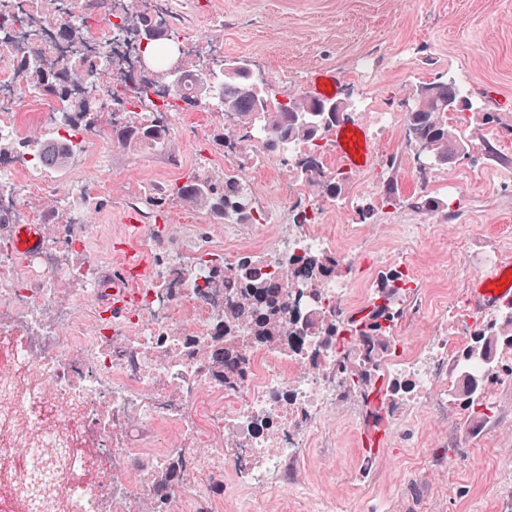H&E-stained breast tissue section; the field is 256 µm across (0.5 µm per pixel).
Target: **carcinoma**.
<instances>
[{
    "label": "carcinoma",
    "mask_w": 512,
    "mask_h": 512,
    "mask_svg": "<svg viewBox=\"0 0 512 512\" xmlns=\"http://www.w3.org/2000/svg\"><path fill=\"white\" fill-rule=\"evenodd\" d=\"M125 24L156 33L147 43V52L153 61L151 73L141 81L163 82L168 79V55L156 54V42L170 40L171 28L161 14L147 16L131 10ZM223 61L215 65L216 100L233 107L237 125L244 127V139L251 134L261 136L264 151L272 158L290 155L295 162L298 178L315 193L334 201L342 193L349 179L348 173L324 166L320 142L338 122L325 112L330 99L313 98L297 93L280 102L263 84L248 79ZM22 93L35 91L42 96L54 93L56 76L41 71L36 59L23 64L20 74ZM264 100L268 111H255V102ZM460 100H469L454 81L431 83L430 96L415 112L405 113L404 131L428 141L430 166L446 165L463 157L469 145L448 125V106ZM180 106L182 110L199 107V101L189 90L174 87L171 99L163 104V111ZM69 128L68 137L50 139L30 138L21 142L0 137V158L25 149L39 158L45 169H59L75 155L78 143L74 137L88 136L101 130V112L85 100H70L64 112ZM112 143L117 147L148 145L161 147L167 140V124L153 119L143 111L140 100H130V108L118 122L108 128ZM171 200L204 209L216 217L235 224H259L253 215V201L249 185L236 175L221 174L205 177L190 174L185 181L157 194L154 206L161 208ZM417 208L434 213L448 207V201L421 195ZM211 278L218 280L224 291L222 320L210 335L211 345L204 349L197 345L188 353H199L202 366L209 374L232 387L244 376L235 336L245 331L253 344L262 350L278 349L293 355L305 352L306 338L322 336L331 343L345 336L354 349L340 357L336 371L347 375L350 391L358 394L370 407L369 419L377 423L381 414L392 405L395 385L386 382L380 370V360L386 357L395 342V329L403 314V301L410 290V278L395 269L386 272L377 281L370 303L353 315H346L339 305L323 308L317 314L298 313L293 309V289H306L316 294L323 286L338 277L352 274L353 266L341 257L326 251L317 253L284 252L274 265L251 256H242L232 268L210 265ZM188 270L173 264L162 287L171 290L184 286ZM512 352V302L502 304L474 325L470 343L457 352L450 366L452 386L449 402L467 411L466 433L474 432L486 423L492 414L489 387L504 377L512 376V365L505 355ZM181 461L174 457L168 466L156 473L157 489H165L180 473Z\"/></svg>",
    "instance_id": "obj_1"
}]
</instances>
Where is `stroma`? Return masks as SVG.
Here are the masks:
<instances>
[{"mask_svg": "<svg viewBox=\"0 0 512 512\" xmlns=\"http://www.w3.org/2000/svg\"><path fill=\"white\" fill-rule=\"evenodd\" d=\"M170 26L207 46L224 40V58L251 64L279 101L307 91L312 73L335 71L337 100L351 104L373 139L374 159L353 172L339 201H317L299 189L293 162L266 157L260 143L242 141L230 150L218 141L223 113L207 107L168 112L164 147H113L109 137L86 138L63 168L39 171L53 194L26 193L22 205L42 214L52 197L68 198L86 212L84 251L71 264H92L98 275L120 269L117 245L128 214L141 226L168 225L179 246H187L192 225L212 234L211 254L224 257V221L173 201L164 210L152 197L182 182L191 172L234 174L259 186L254 207L262 224L240 227L239 255L264 257L287 238L300 211L314 223L350 225L332 245L339 253H368L377 264L356 265L354 298L345 310L365 305L377 278L406 271L413 290L404 302L396 335L416 346L445 336L456 348L469 340V327L437 304L440 296L468 299V276L490 261H512V0H167ZM454 79L498 120L452 122L466 140L470 157L420 169L404 138V117L418 86ZM392 119L379 130L377 113ZM395 158L387 168V158ZM492 175L475 183L473 172ZM396 180L400 200L381 202L382 185ZM444 198L448 208L426 213L414 207L420 194ZM369 219H361L362 209ZM432 230L416 244L413 265H405L408 225ZM490 422L472 434L460 433L467 415L457 406L447 414L397 409L377 454L366 455L361 434L367 422L363 401L350 394L325 420L322 447L298 464L302 491L249 492L225 499L223 512H512V377L490 389Z\"/></svg>", "mask_w": 512, "mask_h": 512, "instance_id": "1", "label": "stroma"}]
</instances>
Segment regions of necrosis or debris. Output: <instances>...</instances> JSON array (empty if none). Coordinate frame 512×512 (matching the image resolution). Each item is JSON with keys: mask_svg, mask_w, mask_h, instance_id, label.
<instances>
[{"mask_svg": "<svg viewBox=\"0 0 512 512\" xmlns=\"http://www.w3.org/2000/svg\"><path fill=\"white\" fill-rule=\"evenodd\" d=\"M164 0H0V12L25 21L24 38L0 45V137L16 133L20 104L19 60L37 57L42 68L81 70L66 96L92 101L105 117L116 102L138 95L139 71L126 55L116 9L146 14ZM85 23L82 39H62L63 26ZM84 212L53 233L31 262L28 277L0 276V512H220L212 491L264 494L287 489L300 455L323 435L329 409L348 390L336 374V349L311 337L320 353L309 365L284 353L246 346L247 367L233 387L214 380L192 356L172 347L207 339L219 319L217 299L196 288L210 267L206 226H197L189 249L169 246L151 230L139 240L156 257L155 278L174 261L191 265L194 284L166 292L139 288L112 313L111 335L86 333L85 315L98 296L92 266L70 265L86 240ZM69 280L80 288L67 296ZM190 312L194 324L177 320ZM451 356L448 339L413 348L397 343L384 371L407 366L408 390L398 401L447 413L437 375ZM173 423L165 448L149 447L157 426ZM179 457L181 476L165 491L156 472Z\"/></svg>", "mask_w": 512, "mask_h": 512, "instance_id": "obj_1", "label": "necrosis or debris"}]
</instances>
